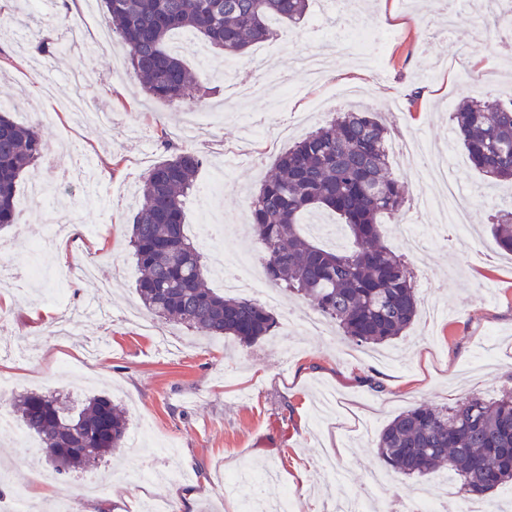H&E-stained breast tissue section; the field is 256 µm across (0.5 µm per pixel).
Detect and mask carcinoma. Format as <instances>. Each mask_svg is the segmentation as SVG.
I'll return each mask as SVG.
<instances>
[{
  "label": "carcinoma",
  "mask_w": 512,
  "mask_h": 512,
  "mask_svg": "<svg viewBox=\"0 0 512 512\" xmlns=\"http://www.w3.org/2000/svg\"><path fill=\"white\" fill-rule=\"evenodd\" d=\"M103 24L118 36L128 66L153 98L205 100L195 75L169 47L179 29L195 31L211 48L234 55L266 40L270 21L296 22L309 0H101ZM456 141L492 182L512 181V101L470 98L452 113ZM389 131L373 112H339L282 152L249 199L250 229L261 245L265 275L276 288L301 296L357 346L389 342L418 312L414 273L381 243L379 216L400 219L404 186L390 169ZM167 156L140 181L142 202L129 246L140 270L144 308L207 336L250 344L270 334L275 319L263 305L207 287L209 267L184 234V198L203 164L192 148L163 139ZM39 129L0 113V229L15 223L20 175L43 156ZM316 212L336 217L349 247L325 249L300 229ZM498 247L512 252V208L494 216ZM17 421L36 435L55 471L86 466L124 447L127 418L108 397L95 396L73 415L40 393L18 399ZM376 452L396 472L422 477L448 471L467 495L512 482V392L452 406L419 405L396 415L379 434Z\"/></svg>",
  "instance_id": "1"
}]
</instances>
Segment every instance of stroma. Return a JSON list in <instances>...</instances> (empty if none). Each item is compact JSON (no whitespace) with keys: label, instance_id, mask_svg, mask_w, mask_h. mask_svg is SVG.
Segmentation results:
<instances>
[{"label":"stroma","instance_id":"35a3bbf8","mask_svg":"<svg viewBox=\"0 0 512 512\" xmlns=\"http://www.w3.org/2000/svg\"><path fill=\"white\" fill-rule=\"evenodd\" d=\"M7 10L14 21L0 31V54L18 64L0 67V104H9L23 125L36 123L41 111H57L58 118L44 129V156L19 181L15 224L0 230V276L22 272L30 247L49 237L58 219L80 226L82 244L67 262H53L52 275L23 282L18 292L0 288V311L9 320L0 329V373L15 380L11 392L0 393V407L31 391L56 395L74 408L106 396L125 409L129 434L144 427L152 432L139 446L99 461L95 472L104 494L86 493L77 472L61 475L58 486L72 498L74 512H141L150 500L168 503L173 512H226L229 502L244 512L250 482L229 499L224 478L266 467L278 480L264 487V495L300 492L296 512H331L349 495L373 502L379 512H402L403 500L419 488L431 490L443 512H456L464 493L455 480L391 471L387 487L379 488L369 484L368 473L383 469L372 441L398 413L420 403L450 405L472 393L496 397L512 390V253L497 248L491 229L496 212L512 202V188L485 182L454 142L449 120L463 97L512 98V54L504 50L512 24L494 22L481 0H450L438 11L422 0H313L303 19L276 23V36L238 56L242 71L268 74L266 94L221 112V55L184 49L189 68L211 92L202 103L171 104L141 93L119 43L101 38L100 0H82L74 20L97 44L88 53L70 50L59 23L67 0H46L37 8L10 0ZM46 35L53 46L41 57L35 47ZM311 49L329 53L328 71L314 84L299 65ZM79 67L91 74L89 105L112 115L110 134L77 125L60 108L70 93L68 74ZM275 102L295 130L274 143L257 142L256 158L240 156L241 113L263 124ZM204 105L213 113L195 145L205 158L197 181L223 173L224 196L212 209L235 224H248V195L277 156L325 115L354 105L380 112L391 135L419 137L434 154L457 161L452 174L471 202V232L444 247L428 242L429 262L415 270L419 316L387 344L392 360L349 356L347 340L332 329L323 336L299 333L287 317L308 305L288 296L273 311L271 335L249 345L167 323L164 331L179 344L169 351L129 321V313L143 309L127 245L135 188L165 155L161 129L181 125ZM81 155L87 180L64 181ZM98 240L105 249H95ZM88 261L97 268L96 279L79 274ZM91 301L99 314L81 319L65 340L51 336L57 317ZM285 334L292 346L283 355L275 341ZM17 348L28 349V361L10 358ZM374 363L380 392L360 381ZM357 408L371 415L370 429L353 417ZM329 442L337 446L332 473L323 466ZM156 465L174 473L175 482L138 480L139 472ZM173 485L194 492L191 505L170 499Z\"/></svg>","mask_w":512,"mask_h":512}]
</instances>
